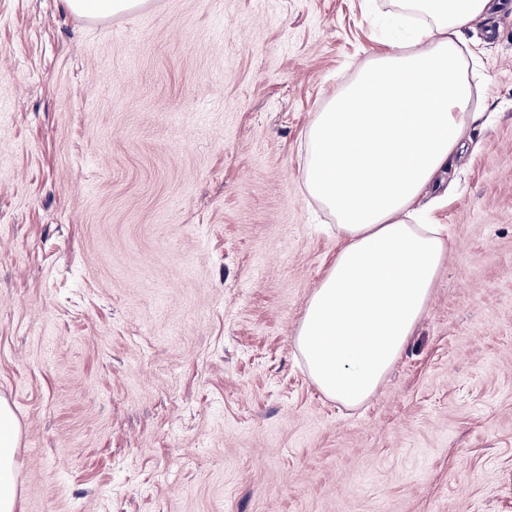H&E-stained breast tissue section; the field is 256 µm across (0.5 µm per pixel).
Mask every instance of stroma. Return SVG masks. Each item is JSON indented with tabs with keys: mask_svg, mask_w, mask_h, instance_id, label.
<instances>
[{
	"mask_svg": "<svg viewBox=\"0 0 512 512\" xmlns=\"http://www.w3.org/2000/svg\"><path fill=\"white\" fill-rule=\"evenodd\" d=\"M0 0V398L17 512H512V9L424 197L427 308L349 409L292 346L338 242L300 174L389 0ZM141 0H66L69 9L79 16L102 17L137 6Z\"/></svg>",
	"mask_w": 512,
	"mask_h": 512,
	"instance_id": "35a3bbf8",
	"label": "stroma"
}]
</instances>
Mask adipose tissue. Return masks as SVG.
Instances as JSON below:
<instances>
[{
	"label": "adipose tissue",
	"instance_id": "ef3b65f1",
	"mask_svg": "<svg viewBox=\"0 0 512 512\" xmlns=\"http://www.w3.org/2000/svg\"><path fill=\"white\" fill-rule=\"evenodd\" d=\"M419 18L412 37L362 63L307 132L302 180L343 242L313 290L293 346L316 388L347 407L367 401L404 351L448 253L413 223L423 190L467 140L473 87L462 32L500 0H391ZM18 421L0 400V512H16Z\"/></svg>",
	"mask_w": 512,
	"mask_h": 512
}]
</instances>
